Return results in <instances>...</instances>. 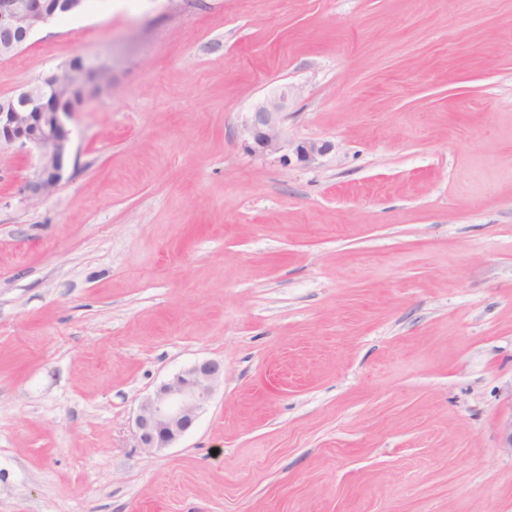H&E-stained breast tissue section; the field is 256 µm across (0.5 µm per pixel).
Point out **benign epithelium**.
<instances>
[{
	"label": "benign epithelium",
	"mask_w": 512,
	"mask_h": 512,
	"mask_svg": "<svg viewBox=\"0 0 512 512\" xmlns=\"http://www.w3.org/2000/svg\"><path fill=\"white\" fill-rule=\"evenodd\" d=\"M52 21L53 15L41 8L40 0H0V59L11 58ZM110 70L103 61L82 57L78 64L69 61L41 81L0 95V145L17 144L35 156L32 171L21 187L28 198L52 194L64 179L71 154V132L65 118L89 92L103 86ZM55 88L63 92L69 106L49 112L46 93ZM298 92V87L284 84L255 104L249 131L262 151L283 148L282 121L289 100ZM331 149L328 142L303 141L295 146L294 155L297 161L310 163ZM223 375L222 363L203 360L161 384L141 403L135 417L140 447L147 452L160 450L182 438L209 399L214 382Z\"/></svg>",
	"instance_id": "1"
}]
</instances>
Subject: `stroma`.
I'll return each instance as SVG.
<instances>
[{"instance_id":"1","label":"stroma","mask_w":512,"mask_h":512,"mask_svg":"<svg viewBox=\"0 0 512 512\" xmlns=\"http://www.w3.org/2000/svg\"><path fill=\"white\" fill-rule=\"evenodd\" d=\"M78 56L58 188L0 146V512H512V0H86L0 95ZM284 83L314 163L247 128ZM331 149L332 146L328 142L303 141L298 143L293 151L298 162L310 163L326 155ZM221 376L222 363L203 360L161 384L153 396L141 403L135 417L140 448L147 452L169 448L182 438Z\"/></svg>"}]
</instances>
